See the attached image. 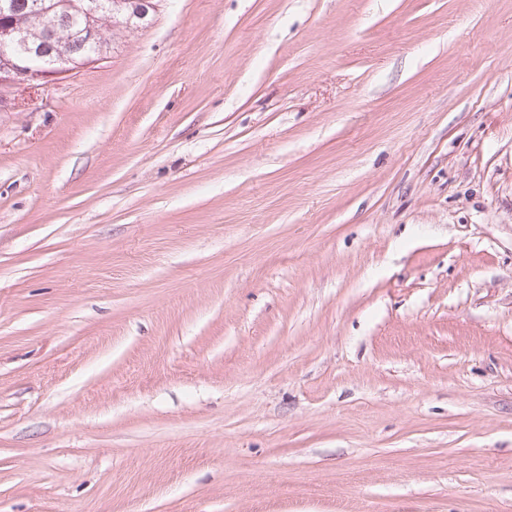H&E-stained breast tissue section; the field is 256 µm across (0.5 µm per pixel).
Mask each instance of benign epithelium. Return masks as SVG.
<instances>
[{"label": "benign epithelium", "mask_w": 512, "mask_h": 512, "mask_svg": "<svg viewBox=\"0 0 512 512\" xmlns=\"http://www.w3.org/2000/svg\"><path fill=\"white\" fill-rule=\"evenodd\" d=\"M122 5L121 0L98 4L91 11L95 20L79 29L77 45L61 49L59 45L63 44V39L58 20L69 13V9L58 0H45L41 6L42 29L54 42L55 48L37 55L30 53L27 48L28 38L23 35V30L15 26L8 14L1 13L0 39L5 43L23 44L25 48L0 51V112L11 108L13 90L25 85L46 84L99 56L105 45L104 30L109 22L116 21L118 8Z\"/></svg>", "instance_id": "benign-epithelium-1"}]
</instances>
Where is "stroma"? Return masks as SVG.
Here are the masks:
<instances>
[{"mask_svg":"<svg viewBox=\"0 0 512 512\" xmlns=\"http://www.w3.org/2000/svg\"><path fill=\"white\" fill-rule=\"evenodd\" d=\"M0 112V512H512V0H159Z\"/></svg>","mask_w":512,"mask_h":512,"instance_id":"stroma-1","label":"stroma"}]
</instances>
